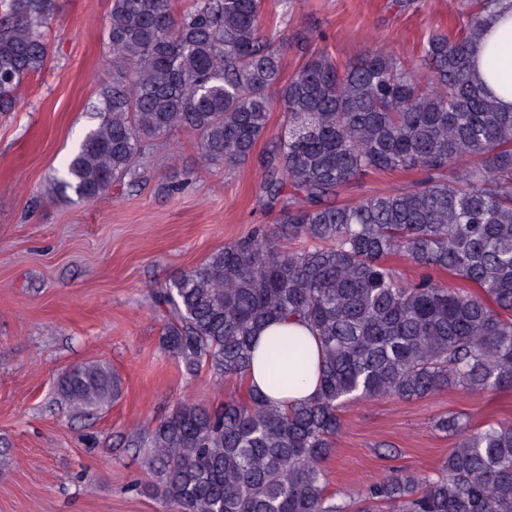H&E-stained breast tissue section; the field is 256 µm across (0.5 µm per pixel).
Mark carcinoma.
Returning <instances> with one entry per match:
<instances>
[{
  "mask_svg": "<svg viewBox=\"0 0 512 512\" xmlns=\"http://www.w3.org/2000/svg\"><path fill=\"white\" fill-rule=\"evenodd\" d=\"M499 0H476L458 37L434 33L422 63L379 49L339 65L311 52L282 75L260 0H111L112 80L100 122L54 185L87 201L136 174L142 142L182 128L201 156L227 166L250 157L270 113L282 112L262 192L275 224L227 244L158 290L163 346L195 373L242 377L257 331L307 323L322 343L319 392L282 411L255 394L211 410L181 402L151 422L140 447L159 464L148 492L180 512H512V423L457 437L433 475L399 469L341 502L323 464L350 399H421L449 386L512 388V112L470 78V54ZM57 0H0V112L44 66ZM422 178L355 203L333 199L358 177ZM394 256L426 270L403 279ZM444 272L448 287L432 276ZM301 356L298 338H271ZM76 409L112 402L117 381L98 364L60 383Z\"/></svg>",
  "mask_w": 512,
  "mask_h": 512,
  "instance_id": "cac0c4a2",
  "label": "carcinoma"
}]
</instances>
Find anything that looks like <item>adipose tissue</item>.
Instances as JSON below:
<instances>
[{
  "label": "adipose tissue",
  "mask_w": 512,
  "mask_h": 512,
  "mask_svg": "<svg viewBox=\"0 0 512 512\" xmlns=\"http://www.w3.org/2000/svg\"><path fill=\"white\" fill-rule=\"evenodd\" d=\"M511 72L512 0H501L474 48L471 75L507 112H512V84L504 82L503 77ZM274 336L301 338L307 349L305 361L289 364L287 373H280L277 358L270 356L268 351L269 340ZM254 343L253 361L244 375L248 391L262 395L267 402L284 411L316 396L321 348L307 326L295 321H273L257 333ZM278 374L284 381L280 387L272 384L273 377Z\"/></svg>",
  "instance_id": "1"
}]
</instances>
